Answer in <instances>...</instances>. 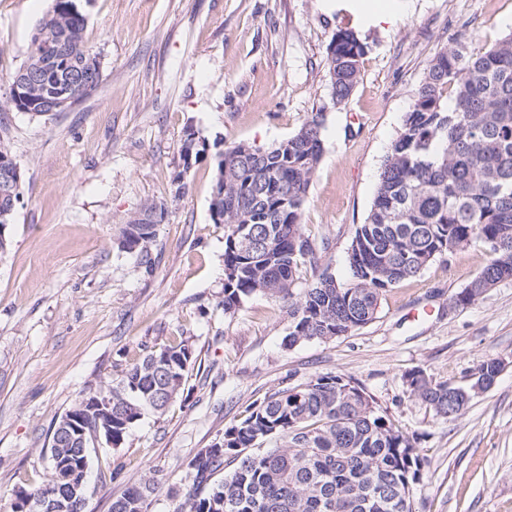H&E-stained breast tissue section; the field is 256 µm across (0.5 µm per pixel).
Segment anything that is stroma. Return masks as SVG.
<instances>
[{"label": "stroma", "instance_id": "obj_1", "mask_svg": "<svg viewBox=\"0 0 512 512\" xmlns=\"http://www.w3.org/2000/svg\"><path fill=\"white\" fill-rule=\"evenodd\" d=\"M354 2L90 0L85 41L101 58L102 82L72 108L38 117L11 108L10 77L52 0H0V126L23 178L0 254V512H11L17 488L48 482L51 430L77 400L110 384L143 346L176 336L195 352L189 396L147 415L120 447L92 450L86 512H110L151 472L161 488L149 512H174L171 493L188 485L199 449L254 401L322 373L351 378L416 438L425 466L412 512H512V279L452 303L486 264L484 245L388 289L372 322L329 341L288 346L281 297L255 294L231 312L221 304L225 228L210 202L227 144L267 147L324 113V155L302 222L321 264L347 280L354 229L429 60L448 43L449 20L473 53L512 32V0H388L396 17L381 25L347 17ZM345 24L369 51L336 107L326 47ZM189 129L209 150L186 169ZM150 202L167 214L148 270L120 241ZM490 358L502 371L458 416H436L406 381L420 369L467 389Z\"/></svg>", "mask_w": 512, "mask_h": 512}]
</instances>
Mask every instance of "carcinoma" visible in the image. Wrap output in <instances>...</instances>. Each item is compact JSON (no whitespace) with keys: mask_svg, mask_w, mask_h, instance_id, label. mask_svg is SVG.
<instances>
[{"mask_svg":"<svg viewBox=\"0 0 512 512\" xmlns=\"http://www.w3.org/2000/svg\"><path fill=\"white\" fill-rule=\"evenodd\" d=\"M85 26L77 0H53L31 37L28 60L35 65L46 51L59 52L32 81L11 78L10 103L17 111L45 116L58 98L83 100L98 89L101 61L84 40ZM366 51L355 31L340 27L333 34L326 49L333 105L352 95ZM323 124L324 113L315 112L285 140L265 148L239 142L219 155L210 211L227 228L224 310L256 293L289 299L286 340L292 347L368 324L383 292L475 242L488 248L490 260L457 300L468 304L512 279V32L476 54L454 38L429 61L381 166L367 217L355 229L349 283L319 264L303 232V206L324 151ZM206 151L202 138L186 133L184 168ZM165 210L150 203L147 223L122 230V248L148 266ZM306 264L315 280L296 295L297 274ZM193 361L188 341L175 337L98 388L112 401V446L122 445L146 414L164 411L184 394ZM500 372L499 360L489 359L476 380L489 387ZM407 382L436 415L462 413L455 387L421 370L409 373ZM220 447L219 455L202 448L190 459L192 483L176 512H411L413 489L423 478L416 438L377 414L353 381L331 373L254 402L243 420L224 430ZM60 457L70 459L77 479L87 484L91 456L71 454L52 435V476ZM160 485L147 475L112 501L111 512H148Z\"/></svg>","mask_w":512,"mask_h":512,"instance_id":"cac0c4a2","label":"carcinoma"}]
</instances>
